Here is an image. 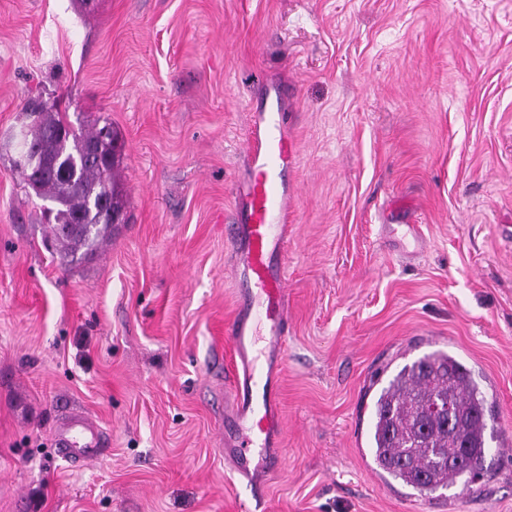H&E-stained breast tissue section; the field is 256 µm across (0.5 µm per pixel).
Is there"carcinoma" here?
Listing matches in <instances>:
<instances>
[{
    "label": "carcinoma",
    "instance_id": "carcinoma-1",
    "mask_svg": "<svg viewBox=\"0 0 512 512\" xmlns=\"http://www.w3.org/2000/svg\"><path fill=\"white\" fill-rule=\"evenodd\" d=\"M21 155L36 157L20 167L26 185L55 204L50 237L62 264L94 255L111 236L112 215L122 202L115 178L117 137L112 127L82 132L52 106L30 113ZM100 143L104 158L87 148ZM446 403L455 422L432 411ZM486 396L460 356L437 350L404 365L376 396L370 413L373 461L391 478L427 497L457 484L468 488L483 476L487 452ZM455 462L448 463V458Z\"/></svg>",
    "mask_w": 512,
    "mask_h": 512
}]
</instances>
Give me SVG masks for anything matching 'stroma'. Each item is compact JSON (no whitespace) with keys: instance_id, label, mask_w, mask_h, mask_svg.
I'll return each mask as SVG.
<instances>
[{"instance_id":"obj_1","label":"stroma","mask_w":512,"mask_h":512,"mask_svg":"<svg viewBox=\"0 0 512 512\" xmlns=\"http://www.w3.org/2000/svg\"><path fill=\"white\" fill-rule=\"evenodd\" d=\"M297 157L282 460L224 458L233 185L265 89ZM111 123L127 214L61 266L25 110ZM438 349L497 411L488 476L424 498L370 410ZM93 419L99 458L56 452ZM512 512V0H0V512ZM55 445L61 455L74 465L102 454L103 440L97 428L83 415H72L59 425Z\"/></svg>"}]
</instances>
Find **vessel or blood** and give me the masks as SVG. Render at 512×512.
Returning <instances> with one entry per match:
<instances>
[{"instance_id": "vessel-or-blood-1", "label": "vessel or blood", "mask_w": 512, "mask_h": 512, "mask_svg": "<svg viewBox=\"0 0 512 512\" xmlns=\"http://www.w3.org/2000/svg\"><path fill=\"white\" fill-rule=\"evenodd\" d=\"M252 174L233 188V221L226 238L235 242L238 261V313L224 328L238 362L234 367V423L239 429L224 455L243 482H251L254 455L268 457L280 430L277 370L288 332L285 264L288 258V170L296 146L281 120L279 102L259 113L250 131ZM55 444L79 465L102 453L97 428L82 415L59 425Z\"/></svg>"}]
</instances>
